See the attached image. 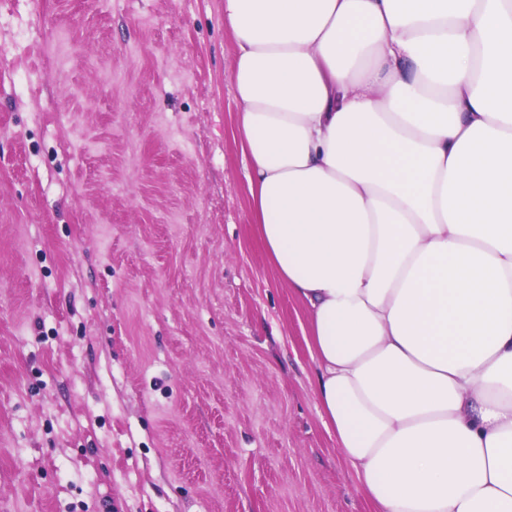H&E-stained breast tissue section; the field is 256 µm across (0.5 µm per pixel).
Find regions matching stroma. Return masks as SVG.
Instances as JSON below:
<instances>
[{
    "instance_id": "35a3bbf8",
    "label": "stroma",
    "mask_w": 512,
    "mask_h": 512,
    "mask_svg": "<svg viewBox=\"0 0 512 512\" xmlns=\"http://www.w3.org/2000/svg\"><path fill=\"white\" fill-rule=\"evenodd\" d=\"M223 0H0V512H373L257 233Z\"/></svg>"
}]
</instances>
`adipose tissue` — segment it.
<instances>
[{
	"instance_id": "adipose-tissue-1",
	"label": "adipose tissue",
	"mask_w": 512,
	"mask_h": 512,
	"mask_svg": "<svg viewBox=\"0 0 512 512\" xmlns=\"http://www.w3.org/2000/svg\"><path fill=\"white\" fill-rule=\"evenodd\" d=\"M262 244L378 512H512V0H224Z\"/></svg>"
}]
</instances>
